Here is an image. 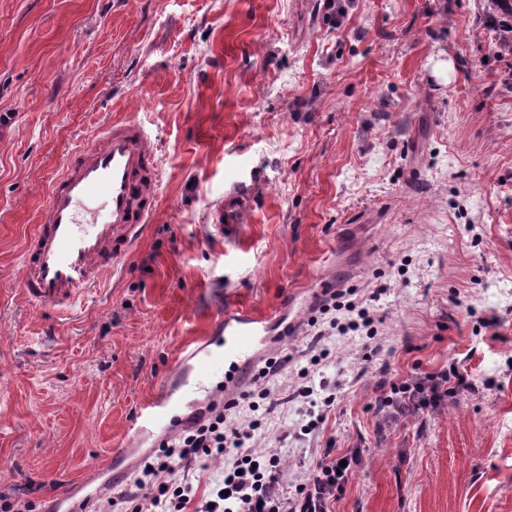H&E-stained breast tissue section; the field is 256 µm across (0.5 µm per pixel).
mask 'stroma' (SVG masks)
Masks as SVG:
<instances>
[{
    "label": "stroma",
    "instance_id": "35a3bbf8",
    "mask_svg": "<svg viewBox=\"0 0 512 512\" xmlns=\"http://www.w3.org/2000/svg\"><path fill=\"white\" fill-rule=\"evenodd\" d=\"M491 0H0V491L46 512L94 465L126 490L135 411L225 309H288L263 412L296 484L321 448L361 462L332 512H512V54ZM157 138L155 220L68 312L19 288L66 157L115 118ZM242 195L232 232L219 203ZM349 289L374 345L326 340L318 431L292 393L308 321ZM456 364L437 408L386 385Z\"/></svg>",
    "mask_w": 512,
    "mask_h": 512
}]
</instances>
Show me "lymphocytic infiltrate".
Here are the masks:
<instances>
[{
	"label": "lymphocytic infiltrate",
	"mask_w": 512,
	"mask_h": 512,
	"mask_svg": "<svg viewBox=\"0 0 512 512\" xmlns=\"http://www.w3.org/2000/svg\"><path fill=\"white\" fill-rule=\"evenodd\" d=\"M320 310L325 314L348 312L340 332L362 329L367 339L377 337L373 319L346 299L344 292L327 295ZM328 357L327 350H320L311 356L309 367L297 374V394L308 405L310 420L304 427L308 433L325 421L336 403L335 394L325 395L315 388L310 374ZM283 368L281 358L267 357L260 369L249 374L246 390L224 403L210 404L190 426L163 440L159 453L146 458L136 471L124 498L130 512H331L332 502L360 463V453L350 450L339 455L334 448H324L294 491L285 489L282 451L261 447L258 431L263 421L253 415L259 401H273L270 383ZM465 384V375L452 364L409 376L397 383L396 389L405 395L412 410L419 411L439 406ZM211 460L223 462L224 473L206 497H197L190 481L174 480L176 471L187 472Z\"/></svg>",
	"instance_id": "1"
}]
</instances>
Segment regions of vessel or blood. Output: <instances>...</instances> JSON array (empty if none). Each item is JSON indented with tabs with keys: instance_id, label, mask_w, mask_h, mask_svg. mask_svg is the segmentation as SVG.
Returning a JSON list of instances; mask_svg holds the SVG:
<instances>
[{
	"instance_id": "1",
	"label": "vessel or blood",
	"mask_w": 512,
	"mask_h": 512,
	"mask_svg": "<svg viewBox=\"0 0 512 512\" xmlns=\"http://www.w3.org/2000/svg\"><path fill=\"white\" fill-rule=\"evenodd\" d=\"M158 181L156 144L136 120L112 121L94 143L72 152L51 181L24 245L19 287L25 299L58 313L101 287L131 251L140 226L150 223ZM273 319L226 309L215 321L224 332L225 358H245ZM173 408L170 390L144 400L133 420L135 434L165 423Z\"/></svg>"
}]
</instances>
